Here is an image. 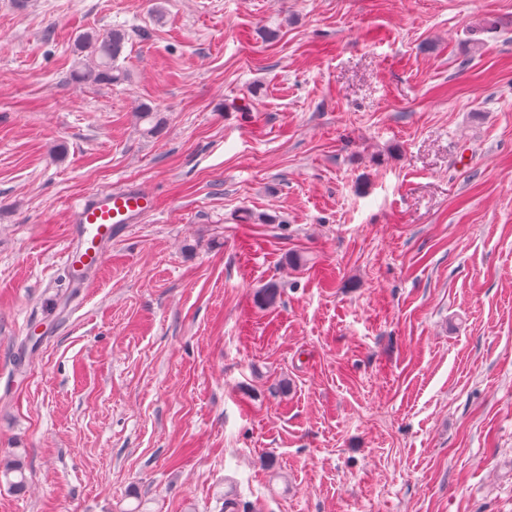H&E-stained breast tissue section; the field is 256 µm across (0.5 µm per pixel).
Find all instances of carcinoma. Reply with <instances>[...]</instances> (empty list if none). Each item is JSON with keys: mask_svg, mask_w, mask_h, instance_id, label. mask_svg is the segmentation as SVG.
<instances>
[{"mask_svg": "<svg viewBox=\"0 0 512 512\" xmlns=\"http://www.w3.org/2000/svg\"><path fill=\"white\" fill-rule=\"evenodd\" d=\"M126 34L121 29L100 32L92 29L76 38L77 51L81 54L72 72V79L82 83H119L126 79L124 69L118 65L123 53ZM0 475L16 488L24 485L22 466L12 462L0 468Z\"/></svg>", "mask_w": 512, "mask_h": 512, "instance_id": "obj_1", "label": "carcinoma"}]
</instances>
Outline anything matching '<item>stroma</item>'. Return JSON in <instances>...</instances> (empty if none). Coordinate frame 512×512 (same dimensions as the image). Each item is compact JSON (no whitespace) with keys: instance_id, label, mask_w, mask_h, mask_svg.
<instances>
[{"instance_id":"35a3bbf8","label":"stroma","mask_w":512,"mask_h":512,"mask_svg":"<svg viewBox=\"0 0 512 512\" xmlns=\"http://www.w3.org/2000/svg\"><path fill=\"white\" fill-rule=\"evenodd\" d=\"M1 460L0 512H512V0H0ZM126 42L122 29L100 32L92 29L80 33L76 38L77 65L72 79L82 83H119L126 79L124 69L117 64ZM156 210L152 191L138 186H121L94 191L73 208L71 239L65 257L67 269L82 265L91 273L105 264V246L124 224H138Z\"/></svg>"}]
</instances>
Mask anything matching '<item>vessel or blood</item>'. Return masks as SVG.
<instances>
[{
	"instance_id": "obj_1",
	"label": "vessel or blood",
	"mask_w": 512,
	"mask_h": 512,
	"mask_svg": "<svg viewBox=\"0 0 512 512\" xmlns=\"http://www.w3.org/2000/svg\"><path fill=\"white\" fill-rule=\"evenodd\" d=\"M152 191L138 186H121L94 191L73 208L71 239L65 257L67 267L81 265L90 272L105 264V247L124 224H136L154 213Z\"/></svg>"
}]
</instances>
